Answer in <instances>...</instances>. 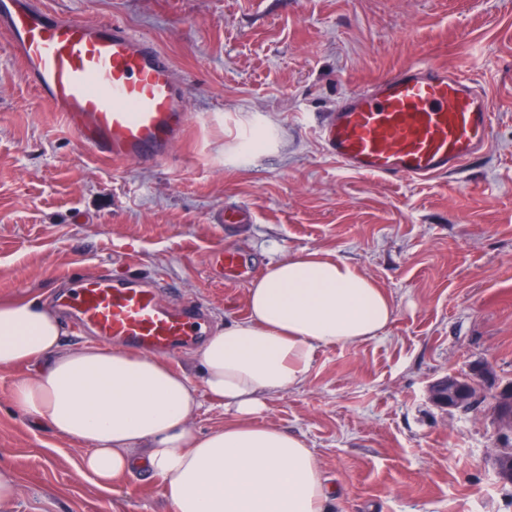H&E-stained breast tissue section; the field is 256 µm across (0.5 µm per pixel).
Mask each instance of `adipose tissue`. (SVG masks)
Returning a JSON list of instances; mask_svg holds the SVG:
<instances>
[{
  "label": "adipose tissue",
  "instance_id": "adipose-tissue-1",
  "mask_svg": "<svg viewBox=\"0 0 512 512\" xmlns=\"http://www.w3.org/2000/svg\"><path fill=\"white\" fill-rule=\"evenodd\" d=\"M245 318L198 353L202 386L157 357L94 345L64 347L47 304L0 301V370L36 424L84 446L79 473L99 488L145 469L174 512H328L331 490L306 442L263 422L268 398L304 385L317 348L380 337L391 298L352 264L320 251L268 264ZM223 427L201 432L204 402Z\"/></svg>",
  "mask_w": 512,
  "mask_h": 512
}]
</instances>
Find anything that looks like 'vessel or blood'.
<instances>
[{
	"label": "vessel or blood",
	"mask_w": 512,
	"mask_h": 512,
	"mask_svg": "<svg viewBox=\"0 0 512 512\" xmlns=\"http://www.w3.org/2000/svg\"><path fill=\"white\" fill-rule=\"evenodd\" d=\"M0 31L39 94L92 156L164 159L189 116L167 55L117 23L66 19L34 0H0ZM494 114L465 71L422 61L345 96L317 127L324 150L372 178L425 180L487 151ZM168 282L130 271L69 280L55 303L76 331L139 352L197 345L210 328L196 302L164 305Z\"/></svg>",
	"instance_id": "1"
}]
</instances>
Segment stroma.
Returning a JSON list of instances; mask_svg holds the SVG:
<instances>
[{
  "instance_id": "obj_1",
  "label": "stroma",
  "mask_w": 512,
  "mask_h": 512,
  "mask_svg": "<svg viewBox=\"0 0 512 512\" xmlns=\"http://www.w3.org/2000/svg\"><path fill=\"white\" fill-rule=\"evenodd\" d=\"M153 39L190 115L167 159L90 157L0 34V301L48 297L66 278L136 266L165 302L203 303L212 326L247 315L270 261L319 250L392 299L380 337L315 350L305 386L264 422L298 436L334 497L329 512H512L496 477L491 401L460 412L428 387L484 365L512 382V0H38ZM416 61L468 71L495 114L485 156L435 179L370 178L313 128L345 95ZM273 143L235 157L258 128ZM247 207L251 224H224ZM241 253L226 280L214 250ZM0 371V466L14 512H173L145 470L103 490L80 446L36 426Z\"/></svg>"
}]
</instances>
